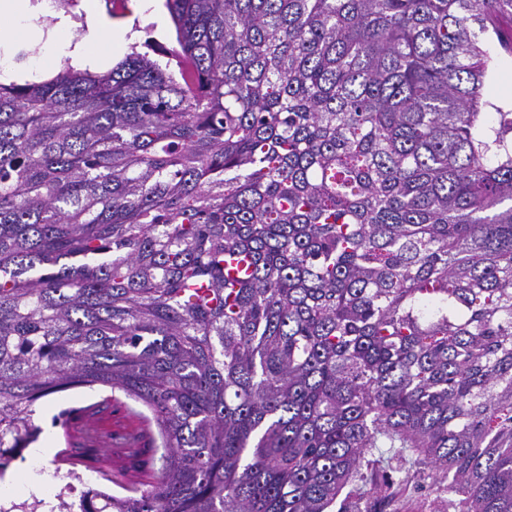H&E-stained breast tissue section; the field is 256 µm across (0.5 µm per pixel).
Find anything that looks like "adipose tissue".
I'll return each mask as SVG.
<instances>
[{
    "instance_id": "adipose-tissue-1",
    "label": "adipose tissue",
    "mask_w": 512,
    "mask_h": 512,
    "mask_svg": "<svg viewBox=\"0 0 512 512\" xmlns=\"http://www.w3.org/2000/svg\"><path fill=\"white\" fill-rule=\"evenodd\" d=\"M39 17L40 9L31 0H0V49H13L23 41ZM86 22L88 33L77 40L70 33L71 20L59 18L45 42L41 64L48 68L66 59L78 69L95 70L111 65L124 42L123 36L112 33L95 11H88Z\"/></svg>"
}]
</instances>
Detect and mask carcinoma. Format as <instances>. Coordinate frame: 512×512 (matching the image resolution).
I'll return each instance as SVG.
<instances>
[{
    "instance_id": "carcinoma-1",
    "label": "carcinoma",
    "mask_w": 512,
    "mask_h": 512,
    "mask_svg": "<svg viewBox=\"0 0 512 512\" xmlns=\"http://www.w3.org/2000/svg\"><path fill=\"white\" fill-rule=\"evenodd\" d=\"M166 7L173 63L0 84V479L100 386L163 467L81 512H512V0ZM486 48L498 61L500 69L495 80L484 88V98L512 110V53H506L497 40L489 42ZM110 395V391L102 389H89V388H75L67 392H62L48 396L41 399L36 406V413L34 415L35 424L42 429L38 443L33 446H40L49 437L52 444V454L46 459V465L53 470L57 467L54 463V458L58 452V439L62 431L60 425H55L54 417L58 414L63 407L71 406L78 401H93L103 399V397ZM48 402L52 403L51 411L46 412L45 406ZM44 448H36L35 455L37 457L46 456L49 453L50 446L48 441L43 444Z\"/></svg>"
}]
</instances>
